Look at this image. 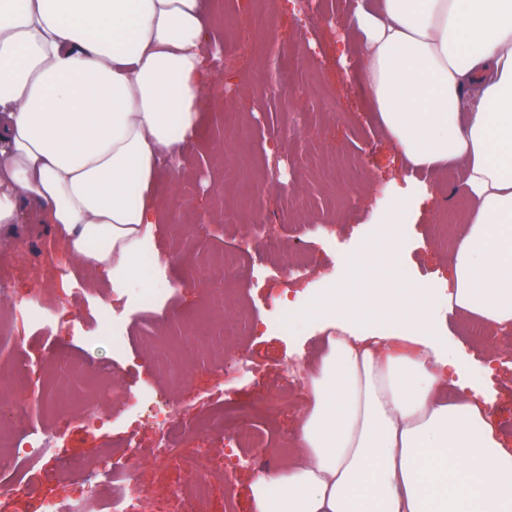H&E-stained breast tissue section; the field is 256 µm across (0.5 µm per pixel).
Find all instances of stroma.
<instances>
[{
	"mask_svg": "<svg viewBox=\"0 0 512 512\" xmlns=\"http://www.w3.org/2000/svg\"><path fill=\"white\" fill-rule=\"evenodd\" d=\"M207 59L210 107L179 155L165 161L156 195L170 221L157 225L159 262L149 269L159 296L131 284L129 301L113 302L112 285L89 267H74L66 243L28 206L13 230H0V398L21 397L18 433L46 442L42 459L17 464L14 480L58 473L49 495L74 498L109 466L136 471L147 495L143 512H253L250 483L261 464L284 456L306 403L304 383L325 348L304 323L288 333L285 289L296 310L326 289L347 286L344 259L373 252L381 219L398 198L410 201L404 225L405 273L431 283L446 272L457 244L463 195L435 174L445 192L422 198L402 175L355 76L358 62L342 40L349 0H218ZM244 271L212 280L204 266L225 252ZM304 261L302 274L290 263ZM72 267L58 276L57 267ZM38 296L44 324L22 317L13 300ZM442 342L491 366L499 434L512 449V333L471 335L441 313ZM64 351L71 372L54 362ZM122 394L109 417L92 412L112 387ZM240 416L260 436L247 457L226 455ZM66 426H59V415ZM80 470L61 474L62 457Z\"/></svg>",
	"mask_w": 512,
	"mask_h": 512,
	"instance_id": "1",
	"label": "stroma"
}]
</instances>
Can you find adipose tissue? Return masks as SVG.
<instances>
[{
  "label": "adipose tissue",
  "instance_id": "1",
  "mask_svg": "<svg viewBox=\"0 0 512 512\" xmlns=\"http://www.w3.org/2000/svg\"><path fill=\"white\" fill-rule=\"evenodd\" d=\"M358 78L405 179L461 166L469 202L447 275L406 277L399 239L349 269L384 315L328 292V349L295 453L250 485L255 512H512V450L472 360L436 340L448 311L512 330V0H353ZM201 0H0V228L30 202L121 300L163 215V155L206 111Z\"/></svg>",
  "mask_w": 512,
  "mask_h": 512
}]
</instances>
